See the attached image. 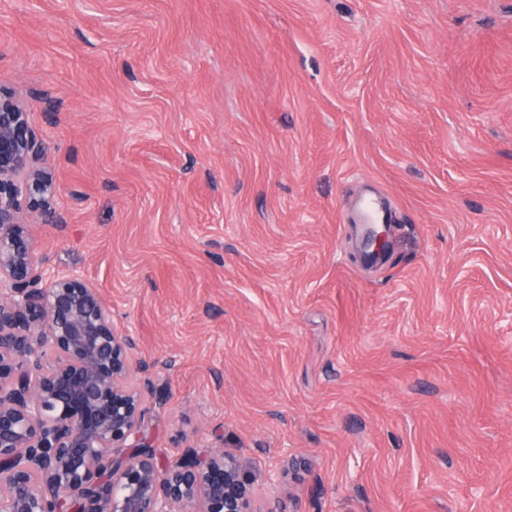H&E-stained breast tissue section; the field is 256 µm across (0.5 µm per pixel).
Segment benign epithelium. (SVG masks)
<instances>
[{
  "mask_svg": "<svg viewBox=\"0 0 512 512\" xmlns=\"http://www.w3.org/2000/svg\"><path fill=\"white\" fill-rule=\"evenodd\" d=\"M49 153L29 104L0 90V512H288L275 497L255 508L252 475L222 448L157 460L133 338L84 278L37 272L24 218L57 223ZM388 228L364 224L365 260Z\"/></svg>",
  "mask_w": 512,
  "mask_h": 512,
  "instance_id": "benign-epithelium-1",
  "label": "benign epithelium"
}]
</instances>
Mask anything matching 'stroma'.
<instances>
[{
	"mask_svg": "<svg viewBox=\"0 0 512 512\" xmlns=\"http://www.w3.org/2000/svg\"><path fill=\"white\" fill-rule=\"evenodd\" d=\"M0 89L55 148L36 261L133 336L158 460L512 512V0H0ZM361 240L362 253L365 260L374 262L379 260L389 247V225L384 221L381 224L369 221L363 224Z\"/></svg>",
	"mask_w": 512,
	"mask_h": 512,
	"instance_id": "obj_1",
	"label": "stroma"
}]
</instances>
